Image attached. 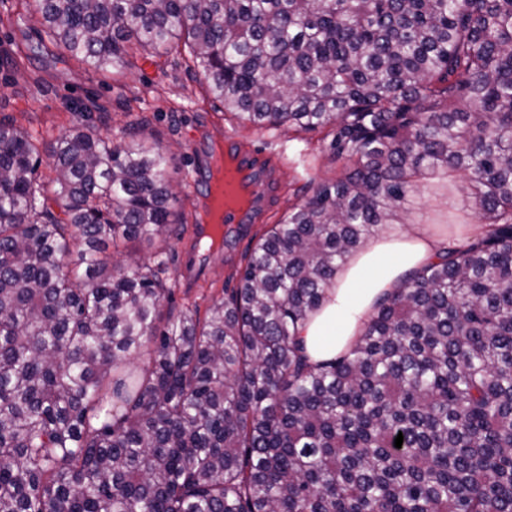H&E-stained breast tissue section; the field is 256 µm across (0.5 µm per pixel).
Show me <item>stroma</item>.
<instances>
[{
    "label": "stroma",
    "mask_w": 512,
    "mask_h": 512,
    "mask_svg": "<svg viewBox=\"0 0 512 512\" xmlns=\"http://www.w3.org/2000/svg\"><path fill=\"white\" fill-rule=\"evenodd\" d=\"M0 119L50 140L82 123L116 143L152 138L182 172L206 171L210 145L228 135L271 159L279 191L270 208L248 235L211 257L201 279L184 275L191 234L139 245L144 256L167 252L169 305L177 310L195 306L203 312L224 297L237 284L245 251L301 198L307 179L330 180L343 170L320 134L300 141L288 128L261 129L225 114L223 104L208 94L202 68L188 67L182 57L134 54L125 66L105 71L80 62L44 39L30 0H7L0 7Z\"/></svg>",
    "instance_id": "obj_1"
}]
</instances>
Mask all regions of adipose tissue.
<instances>
[{
	"label": "adipose tissue",
	"instance_id": "adipose-tissue-1",
	"mask_svg": "<svg viewBox=\"0 0 512 512\" xmlns=\"http://www.w3.org/2000/svg\"><path fill=\"white\" fill-rule=\"evenodd\" d=\"M446 242L421 228L383 236L346 266L329 300L302 328L306 353L322 362L348 349L363 329L378 298L401 287L412 270L427 263Z\"/></svg>",
	"mask_w": 512,
	"mask_h": 512
}]
</instances>
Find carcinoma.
Here are the masks:
<instances>
[{"label":"carcinoma","instance_id":"1","mask_svg":"<svg viewBox=\"0 0 512 512\" xmlns=\"http://www.w3.org/2000/svg\"><path fill=\"white\" fill-rule=\"evenodd\" d=\"M33 5L95 69L187 48L225 112L344 170L202 322L137 256L185 230L159 142L1 120L0 512H512V0ZM434 180L475 221L311 363L302 325Z\"/></svg>","mask_w":512,"mask_h":512}]
</instances>
